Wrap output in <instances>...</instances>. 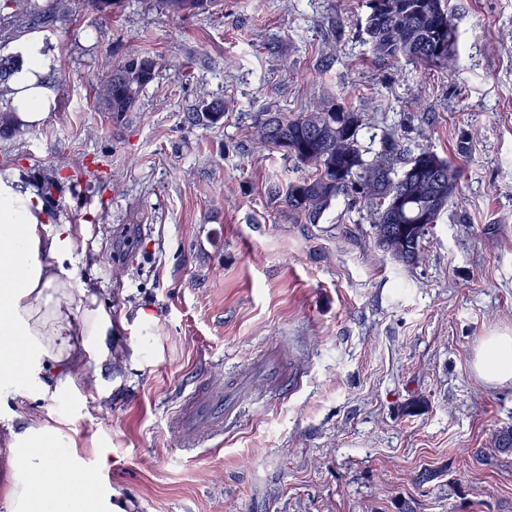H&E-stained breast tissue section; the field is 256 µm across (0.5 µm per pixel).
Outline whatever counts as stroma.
<instances>
[{
    "label": "stroma",
    "instance_id": "35a3bbf8",
    "mask_svg": "<svg viewBox=\"0 0 512 512\" xmlns=\"http://www.w3.org/2000/svg\"><path fill=\"white\" fill-rule=\"evenodd\" d=\"M452 4L450 71L378 63L366 0L183 16L114 0L111 18L44 28L59 95L0 165L58 170L54 210L84 227L77 276L117 318L119 366L95 397L0 392V448L24 421L62 429L120 512H512V456L482 457L512 426V382L471 369L483 337L512 336V0ZM133 49L163 66L116 123L94 88ZM327 95L460 167L422 263L377 251L358 198L306 224L269 194L300 171L251 144L256 117ZM204 98L223 101L221 125L187 123ZM269 353L282 385L185 454L171 421L187 394Z\"/></svg>",
    "mask_w": 512,
    "mask_h": 512
}]
</instances>
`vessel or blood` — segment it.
Masks as SVG:
<instances>
[{"mask_svg": "<svg viewBox=\"0 0 512 512\" xmlns=\"http://www.w3.org/2000/svg\"><path fill=\"white\" fill-rule=\"evenodd\" d=\"M243 408L237 384L195 388L180 406L172 429L186 451H194L221 435Z\"/></svg>", "mask_w": 512, "mask_h": 512, "instance_id": "1", "label": "vessel or blood"}]
</instances>
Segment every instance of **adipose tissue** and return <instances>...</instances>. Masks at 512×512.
<instances>
[{
  "label": "adipose tissue",
  "mask_w": 512,
  "mask_h": 512,
  "mask_svg": "<svg viewBox=\"0 0 512 512\" xmlns=\"http://www.w3.org/2000/svg\"><path fill=\"white\" fill-rule=\"evenodd\" d=\"M13 52L18 62L8 83L10 107L22 128L35 129L58 96L48 78L53 52L39 32ZM81 235L80 226L52 223L51 207L35 186H21L13 170L0 171V388L51 382L64 389L91 359L95 373L84 386L93 392L101 373L111 369L114 321L93 288L77 278ZM472 370L489 384L512 382V336L485 337ZM21 448L25 467L0 490L9 512H112L109 500L78 483L73 471L37 480L57 456L78 461L80 451L63 431L27 426L0 453L12 460Z\"/></svg>",
  "instance_id": "1"
}]
</instances>
